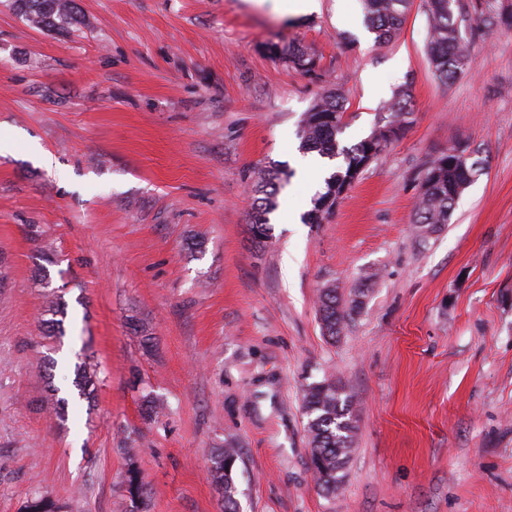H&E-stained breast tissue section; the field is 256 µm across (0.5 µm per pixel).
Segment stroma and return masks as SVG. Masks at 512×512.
Returning <instances> with one entry per match:
<instances>
[{
  "instance_id": "35a3bbf8",
  "label": "stroma",
  "mask_w": 512,
  "mask_h": 512,
  "mask_svg": "<svg viewBox=\"0 0 512 512\" xmlns=\"http://www.w3.org/2000/svg\"><path fill=\"white\" fill-rule=\"evenodd\" d=\"M76 2L81 22L60 34L0 0V512L35 491L70 512H128L131 468L147 512H220L209 454L227 444L241 512H512V29L462 0L470 67L445 84L423 0L383 43L360 0L298 16L271 0ZM277 38L320 76L269 56ZM330 87L346 97L342 145L401 88L412 115L311 224L321 189L293 156ZM458 142L484 168L450 223L419 237L421 170ZM264 167L284 187L259 244ZM324 288L365 292L334 339ZM84 357L102 376L88 401L72 386ZM326 376L357 425L332 495L310 468L302 400ZM124 488L130 502V512H143L142 505L145 503L147 485L142 473L136 469H128L124 478Z\"/></svg>"
}]
</instances>
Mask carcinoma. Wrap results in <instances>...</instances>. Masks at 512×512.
Returning <instances> with one entry per match:
<instances>
[{"label": "carcinoma", "instance_id": "1", "mask_svg": "<svg viewBox=\"0 0 512 512\" xmlns=\"http://www.w3.org/2000/svg\"><path fill=\"white\" fill-rule=\"evenodd\" d=\"M410 0H362L366 27L377 41L390 40L398 30ZM13 10L32 27L50 28L59 33L79 23L76 0H11ZM429 18L428 59L435 75L448 83L464 74L470 65V52L462 44L459 0H426ZM491 24L512 27V3L494 8L486 18ZM268 52L287 67L316 74L318 64L314 55L300 45L275 43ZM345 98L333 89L305 114L300 129L301 148L316 151L334 159L343 157V164L325 178L324 192L314 200L308 221L316 223L322 214L331 210L336 201L352 186L363 164L374 161L389 145L386 128L398 125L405 128L411 115V95L406 89L398 91L382 107L379 121L371 134L361 141L341 147L337 136L342 132ZM469 145L457 143L430 158L423 168L419 184L414 224L421 236H429L450 223L454 205L461 193L474 181L477 171L468 164ZM280 188L279 172L259 169L253 184V213L251 229L259 239L269 237L268 215L275 208ZM361 302L353 299L342 303L336 289L327 288L319 297L318 312L323 334L334 339L341 335L351 314ZM99 377L97 368L82 361L75 370L74 387L82 399L93 397ZM303 407L308 418L310 437V467L320 489L336 493L345 477L348 458L353 452L357 429L352 416L351 396L344 386L332 378L311 383L303 395ZM236 449L217 448L211 456L212 468L222 497L223 512H239L237 488L232 467ZM124 488L130 502V512H142L147 485L142 473L131 468L126 472ZM21 512H66V506L47 494L28 498Z\"/></svg>", "mask_w": 512, "mask_h": 512}]
</instances>
